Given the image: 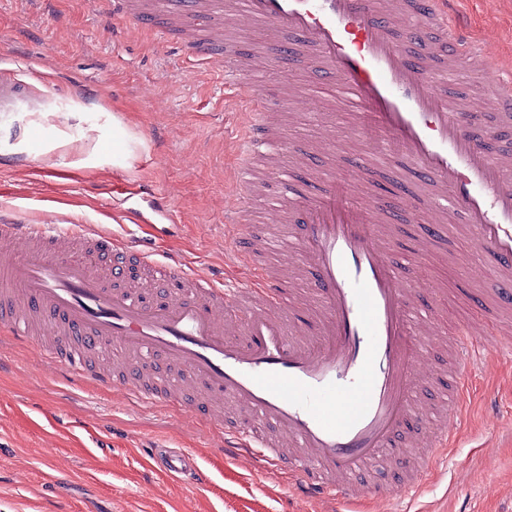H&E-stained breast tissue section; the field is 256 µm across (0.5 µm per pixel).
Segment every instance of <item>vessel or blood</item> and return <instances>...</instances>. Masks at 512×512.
Listing matches in <instances>:
<instances>
[{
	"label": "vessel or blood",
	"mask_w": 512,
	"mask_h": 512,
	"mask_svg": "<svg viewBox=\"0 0 512 512\" xmlns=\"http://www.w3.org/2000/svg\"><path fill=\"white\" fill-rule=\"evenodd\" d=\"M94 6L103 21L175 36L185 55L218 62L228 82L263 73L275 52L305 59L362 115L364 148L352 156L358 178L346 179L329 151L309 190L273 166L274 157L299 159L312 145L288 144L256 79L243 100L233 191L248 194L272 178L267 193L294 225L285 236L252 238L243 252L225 235L227 257L253 267L257 286L232 289L184 273L178 256L160 261L82 225L61 230L63 215L35 219L12 207L0 210V331L64 372L139 401L171 406L203 395L197 410L223 428L225 456L288 470L300 497H325L332 512H348L354 477L380 461L401 467L403 489L417 490L436 464L432 449L448 445L466 378L483 361L475 337L512 335V80L491 84L486 109L495 121L487 126L464 109L448 61L462 55L511 76L512 61L449 25L446 0H233L229 17L224 0ZM234 18L269 30V49L244 56L225 41ZM35 108V94L0 68V114ZM396 161L413 183L398 208L425 217L406 256L394 252L385 200L354 202ZM451 214L489 257L487 297L511 318L492 319L480 306L455 325L448 375L425 412L417 382L427 338L443 326L418 298L419 271ZM283 244L309 274L298 304L262 263L279 258ZM40 329L55 343L36 344ZM157 463L175 480L206 481L181 449H160Z\"/></svg>",
	"instance_id": "vessel-or-blood-1"
}]
</instances>
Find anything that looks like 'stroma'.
<instances>
[{
	"instance_id": "1",
	"label": "stroma",
	"mask_w": 512,
	"mask_h": 512,
	"mask_svg": "<svg viewBox=\"0 0 512 512\" xmlns=\"http://www.w3.org/2000/svg\"><path fill=\"white\" fill-rule=\"evenodd\" d=\"M448 14L489 51L512 56V11L500 0H451ZM1 67L46 96L32 118L37 136L5 147L13 159L0 164V205L54 211L156 259L176 253L193 270L254 282L224 258L244 84L184 56L175 40L100 22L93 0H0ZM264 81L286 138L331 141L354 177L355 113L299 57H274ZM286 85L299 95L283 106ZM116 120L133 148L120 167L112 163ZM448 223L454 260L424 265L421 288L438 294L437 314L450 327L478 305L486 256L458 217ZM484 344L492 355L466 385L427 482L407 493L393 475H374L391 492H359L351 512H512V340ZM158 446L193 450L207 483L161 474ZM0 512H331V504L297 497L287 471L225 457L218 427L195 418L191 404L158 407L88 386L35 350L0 341Z\"/></svg>"
}]
</instances>
